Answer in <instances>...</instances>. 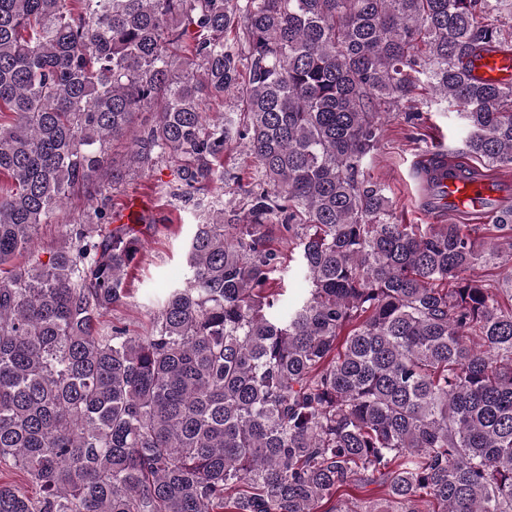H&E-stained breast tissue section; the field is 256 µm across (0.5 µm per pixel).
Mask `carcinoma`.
Listing matches in <instances>:
<instances>
[{"mask_svg":"<svg viewBox=\"0 0 512 512\" xmlns=\"http://www.w3.org/2000/svg\"><path fill=\"white\" fill-rule=\"evenodd\" d=\"M490 13L512 0H0V464L39 489L0 481V512H512V205L399 224L365 176L419 91L512 166V83L472 70L512 56ZM235 144L242 211L194 225L148 335L101 326L145 246L112 190L168 158L198 193Z\"/></svg>","mask_w":512,"mask_h":512,"instance_id":"carcinoma-1","label":"carcinoma"}]
</instances>
